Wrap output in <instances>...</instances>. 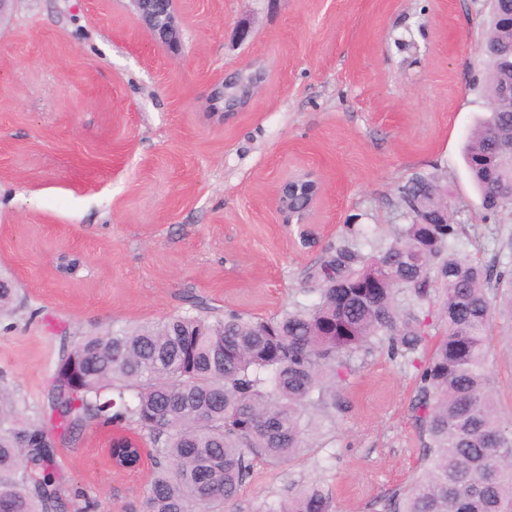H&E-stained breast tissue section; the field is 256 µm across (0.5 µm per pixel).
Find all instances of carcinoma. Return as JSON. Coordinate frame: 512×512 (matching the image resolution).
I'll return each mask as SVG.
<instances>
[{
    "label": "carcinoma",
    "mask_w": 512,
    "mask_h": 512,
    "mask_svg": "<svg viewBox=\"0 0 512 512\" xmlns=\"http://www.w3.org/2000/svg\"><path fill=\"white\" fill-rule=\"evenodd\" d=\"M511 10L512 0H491L482 45L512 52V34L495 21ZM478 64L490 102L512 83V69L494 55ZM254 87L224 82V107L246 104ZM463 155L485 216L512 205V112L488 113ZM444 186L437 167L402 182L406 223L369 254L349 218L315 270L311 304L269 319L186 312L63 344L48 392L59 439L72 444L96 424L119 430V455L149 449V484L126 512H226L258 465L284 464L309 445L313 412L347 408L341 388L355 359L378 351L416 368L410 413L423 453L413 481L380 496L372 512H512V422L499 412L490 361L498 318L512 353V262L486 264L461 250ZM318 192L305 175L281 189L283 209L298 216ZM16 298L0 279V310ZM55 448L1 385L0 512H94L79 489L62 498ZM266 512L335 506L332 493L310 484Z\"/></svg>",
    "instance_id": "obj_1"
}]
</instances>
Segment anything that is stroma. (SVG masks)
Instances as JSON below:
<instances>
[{
	"mask_svg": "<svg viewBox=\"0 0 512 512\" xmlns=\"http://www.w3.org/2000/svg\"><path fill=\"white\" fill-rule=\"evenodd\" d=\"M489 0H176L171 50L131 0H14L0 18V277L18 290L0 313V377L27 416L49 422L63 341L188 310L268 318L314 299L309 275L359 215L364 252L403 222L398 185L439 166L465 253L491 261L512 209L486 219L462 158L485 117L474 59ZM253 62L251 104L212 94ZM309 171L321 195L285 223L280 185ZM345 412L291 462L259 465L236 512H265L316 482L338 512H369L412 480L422 444L410 370L365 357ZM112 429L59 448L64 490L124 512L150 468L112 470Z\"/></svg>",
	"mask_w": 512,
	"mask_h": 512,
	"instance_id": "35a3bbf8",
	"label": "stroma"
}]
</instances>
